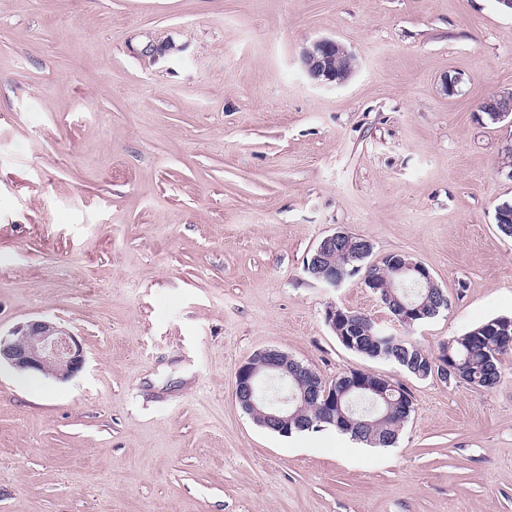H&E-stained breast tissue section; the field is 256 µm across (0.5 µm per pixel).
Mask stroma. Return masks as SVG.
<instances>
[{
    "mask_svg": "<svg viewBox=\"0 0 512 512\" xmlns=\"http://www.w3.org/2000/svg\"><path fill=\"white\" fill-rule=\"evenodd\" d=\"M321 38L357 58L346 85L303 73ZM511 87L497 0H0V333L48 317L86 358L0 365V512H512V353L495 388L447 384L325 321L433 350L512 317V122L476 112ZM339 228L448 310L406 330L360 277L308 279ZM266 348L401 381L397 443L257 425L235 372ZM347 313L343 308L331 305L326 310V322L332 331L337 334L342 341L345 342L343 336H353L348 334L347 330L354 333L357 332L359 326L363 324L365 327L371 328L375 322L368 315L352 311L348 308ZM345 333V335H344ZM361 334H364L363 336ZM336 338L341 343L339 337ZM391 336L383 328L375 325L369 330L358 333L354 336L355 347L347 349L349 351L367 356L373 359H383L396 364L401 369L407 371L412 376L418 378L413 372L419 371L421 375L430 371L431 362L433 360L432 350L426 351L418 345L410 342H404V347H392L387 337ZM382 351L381 354L378 351ZM408 362V366H407ZM410 367H413L411 369ZM418 372L416 374L419 375ZM420 376V375H419Z\"/></svg>",
    "mask_w": 512,
    "mask_h": 512,
    "instance_id": "obj_1",
    "label": "stroma"
}]
</instances>
